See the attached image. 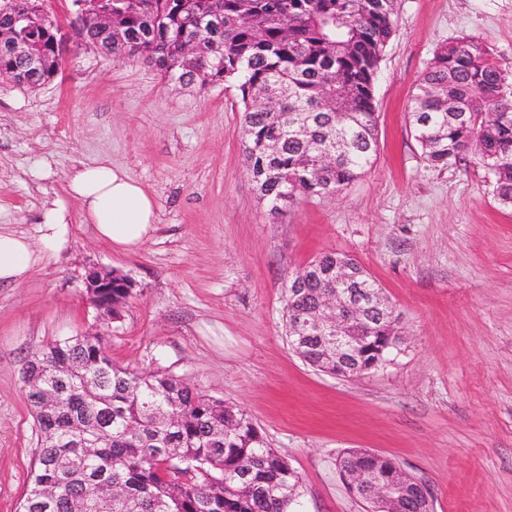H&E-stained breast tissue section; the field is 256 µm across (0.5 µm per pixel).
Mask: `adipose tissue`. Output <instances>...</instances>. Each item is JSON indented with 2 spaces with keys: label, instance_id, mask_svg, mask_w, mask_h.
Listing matches in <instances>:
<instances>
[{
  "label": "adipose tissue",
  "instance_id": "1",
  "mask_svg": "<svg viewBox=\"0 0 512 512\" xmlns=\"http://www.w3.org/2000/svg\"><path fill=\"white\" fill-rule=\"evenodd\" d=\"M70 191L80 199L86 223L101 240L123 252L138 250L156 229L152 196L125 171L107 164L74 169L67 174ZM42 247L25 235L0 231V285L24 282L46 260L48 252L64 247L68 221L63 208L53 206L40 218Z\"/></svg>",
  "mask_w": 512,
  "mask_h": 512
}]
</instances>
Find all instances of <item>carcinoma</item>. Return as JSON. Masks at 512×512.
<instances>
[{
  "label": "carcinoma",
  "instance_id": "cac0c4a2",
  "mask_svg": "<svg viewBox=\"0 0 512 512\" xmlns=\"http://www.w3.org/2000/svg\"><path fill=\"white\" fill-rule=\"evenodd\" d=\"M284 11L294 16L288 29ZM395 24V0H112L110 30L90 25L84 38L112 46V61L141 60L169 81L236 84L246 167L276 217L303 198L342 192L374 163L375 77ZM21 33L0 11V70L24 67L11 49ZM28 37L41 67L25 86L36 88L61 69L62 48L46 23ZM408 115L429 165L470 149L491 173L495 197L512 206V80L480 42L438 49ZM339 257L325 252L285 284L288 328L317 307ZM132 291L129 277L113 274L112 320ZM399 332L392 308L361 361L381 366L382 337ZM317 346L310 338L293 351L323 372ZM24 383L39 437L20 512H290L296 499L298 473L246 413L171 374L113 364L97 336L38 349ZM170 456L183 462L178 476ZM338 467L342 475L363 470L364 484L400 477L393 460L361 448L345 451ZM49 481L57 493L47 503ZM350 493L376 512H432L413 478L394 499L375 502L363 487Z\"/></svg>",
  "mask_w": 512,
  "mask_h": 512
}]
</instances>
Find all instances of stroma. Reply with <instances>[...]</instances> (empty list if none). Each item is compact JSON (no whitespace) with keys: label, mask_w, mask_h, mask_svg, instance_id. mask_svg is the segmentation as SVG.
Here are the masks:
<instances>
[{"label":"stroma","mask_w":512,"mask_h":512,"mask_svg":"<svg viewBox=\"0 0 512 512\" xmlns=\"http://www.w3.org/2000/svg\"><path fill=\"white\" fill-rule=\"evenodd\" d=\"M397 15L374 164L276 218L247 172L235 85L185 87L74 44L39 88L0 80V228L38 247L46 206L70 221L65 248L0 286V512H17L37 448L24 367L72 335L243 410L300 477L292 512H368L339 477L350 448L397 462L434 512H512V206L474 154L429 166L407 119L434 53L457 39L512 74V0H397ZM102 161L156 202L137 252L100 240L68 188L67 169ZM332 250L357 259L401 318L397 349L351 379L311 368L287 335L285 284ZM93 268L133 281L120 321L92 305Z\"/></svg>","instance_id":"35a3bbf8"}]
</instances>
